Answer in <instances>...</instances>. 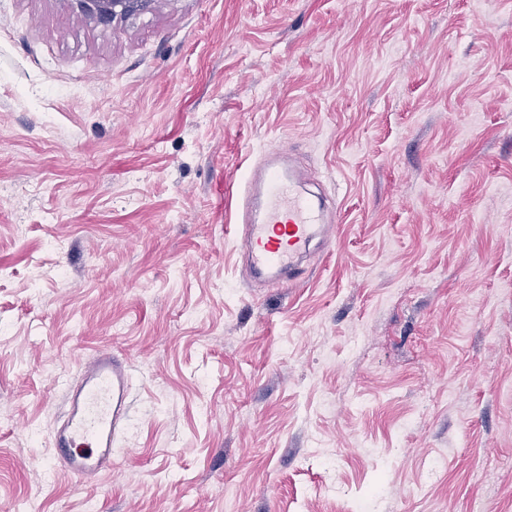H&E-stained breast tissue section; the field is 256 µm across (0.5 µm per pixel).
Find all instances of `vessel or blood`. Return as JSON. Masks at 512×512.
I'll return each mask as SVG.
<instances>
[{"label": "vessel or blood", "mask_w": 512, "mask_h": 512, "mask_svg": "<svg viewBox=\"0 0 512 512\" xmlns=\"http://www.w3.org/2000/svg\"><path fill=\"white\" fill-rule=\"evenodd\" d=\"M245 194L236 233L252 274L276 285L297 283L312 239L326 248L336 242L323 201L302 190L284 150L251 172ZM131 384L127 361L112 352L83 365L80 384L67 391L65 417L51 432V456L73 476L88 480L111 472L112 449L129 421ZM83 440L93 442V452H76Z\"/></svg>", "instance_id": "obj_1"}]
</instances>
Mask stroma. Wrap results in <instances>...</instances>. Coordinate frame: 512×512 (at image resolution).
I'll use <instances>...</instances> for the list:
<instances>
[{"mask_svg":"<svg viewBox=\"0 0 512 512\" xmlns=\"http://www.w3.org/2000/svg\"><path fill=\"white\" fill-rule=\"evenodd\" d=\"M338 218L232 228L270 151ZM127 358L111 474L50 457ZM512 512V0H0V512ZM70 7L104 27L154 10L157 0H68ZM245 194L236 233L252 274L276 285L298 283L301 261L312 239L318 235L322 249L336 242V226L326 221L323 201L302 190L288 164V149L252 170Z\"/></svg>","mask_w":512,"mask_h":512,"instance_id":"stroma-1","label":"stroma"}]
</instances>
